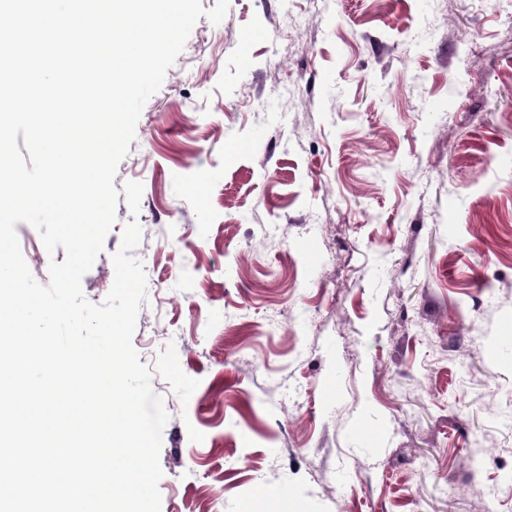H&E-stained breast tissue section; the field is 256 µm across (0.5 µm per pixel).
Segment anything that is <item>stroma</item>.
Segmentation results:
<instances>
[{
	"instance_id": "obj_1",
	"label": "stroma",
	"mask_w": 512,
	"mask_h": 512,
	"mask_svg": "<svg viewBox=\"0 0 512 512\" xmlns=\"http://www.w3.org/2000/svg\"><path fill=\"white\" fill-rule=\"evenodd\" d=\"M129 181L161 512H512V0H229Z\"/></svg>"
}]
</instances>
